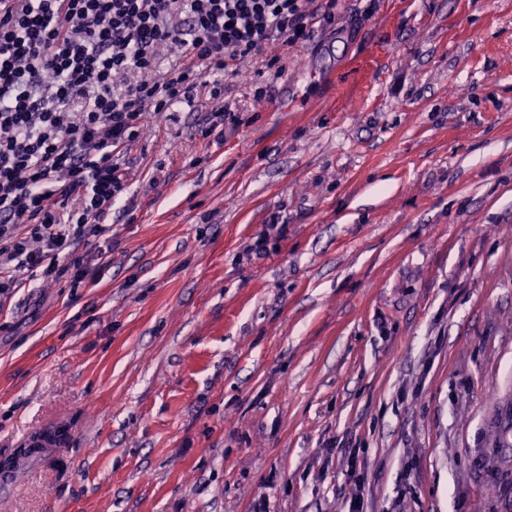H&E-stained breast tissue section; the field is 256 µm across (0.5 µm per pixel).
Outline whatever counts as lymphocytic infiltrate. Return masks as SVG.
<instances>
[{
    "instance_id": "lymphocytic-infiltrate-1",
    "label": "lymphocytic infiltrate",
    "mask_w": 512,
    "mask_h": 512,
    "mask_svg": "<svg viewBox=\"0 0 512 512\" xmlns=\"http://www.w3.org/2000/svg\"><path fill=\"white\" fill-rule=\"evenodd\" d=\"M336 0H0V297L83 276L80 243L127 188L149 112L331 21ZM178 61L153 69L159 48Z\"/></svg>"
}]
</instances>
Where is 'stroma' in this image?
Here are the masks:
<instances>
[{"mask_svg": "<svg viewBox=\"0 0 512 512\" xmlns=\"http://www.w3.org/2000/svg\"><path fill=\"white\" fill-rule=\"evenodd\" d=\"M128 158L0 305V512H512V0H336Z\"/></svg>", "mask_w": 512, "mask_h": 512, "instance_id": "1", "label": "stroma"}]
</instances>
